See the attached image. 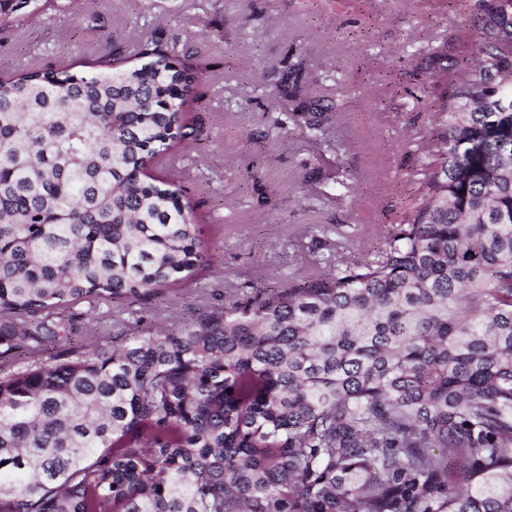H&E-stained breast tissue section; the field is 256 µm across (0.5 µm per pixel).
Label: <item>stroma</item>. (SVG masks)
Masks as SVG:
<instances>
[{
    "label": "stroma",
    "mask_w": 512,
    "mask_h": 512,
    "mask_svg": "<svg viewBox=\"0 0 512 512\" xmlns=\"http://www.w3.org/2000/svg\"><path fill=\"white\" fill-rule=\"evenodd\" d=\"M476 0H47L0 27V77L140 64L139 45L203 69L186 109L194 138L157 179L181 181L214 262L143 303L90 313L84 333L158 332L240 292L280 288L376 250L412 202L430 114L444 85L418 66ZM329 109L326 142L289 121L296 102Z\"/></svg>",
    "instance_id": "stroma-1"
}]
</instances>
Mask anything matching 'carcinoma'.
<instances>
[{
    "label": "carcinoma",
    "mask_w": 512,
    "mask_h": 512,
    "mask_svg": "<svg viewBox=\"0 0 512 512\" xmlns=\"http://www.w3.org/2000/svg\"><path fill=\"white\" fill-rule=\"evenodd\" d=\"M478 33L429 57L443 137L374 257L90 349L84 311L208 262L145 180L202 69L0 79V512H512V0Z\"/></svg>",
    "instance_id": "carcinoma-1"
}]
</instances>
